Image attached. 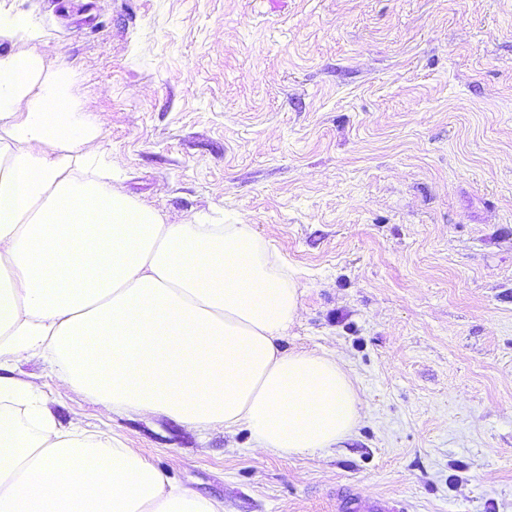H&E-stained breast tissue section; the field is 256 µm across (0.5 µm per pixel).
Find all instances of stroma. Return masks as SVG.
<instances>
[{"instance_id": "1", "label": "stroma", "mask_w": 512, "mask_h": 512, "mask_svg": "<svg viewBox=\"0 0 512 512\" xmlns=\"http://www.w3.org/2000/svg\"><path fill=\"white\" fill-rule=\"evenodd\" d=\"M29 16L120 188L171 223L250 224L302 283L289 351L339 356L362 417L292 458L250 431L103 416L21 371L224 512H512V0H0ZM405 510V505L398 499L374 497L352 490H344L336 499L337 512H405Z\"/></svg>"}]
</instances>
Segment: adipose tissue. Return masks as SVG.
Instances as JSON below:
<instances>
[{"label":"adipose tissue","mask_w":512,"mask_h":512,"mask_svg":"<svg viewBox=\"0 0 512 512\" xmlns=\"http://www.w3.org/2000/svg\"><path fill=\"white\" fill-rule=\"evenodd\" d=\"M73 70L0 54V512H224L102 432L61 426L20 363L102 415L247 427L289 458L346 439L360 399L332 354L286 351L300 282L249 224H168L122 193Z\"/></svg>","instance_id":"adipose-tissue-1"}]
</instances>
